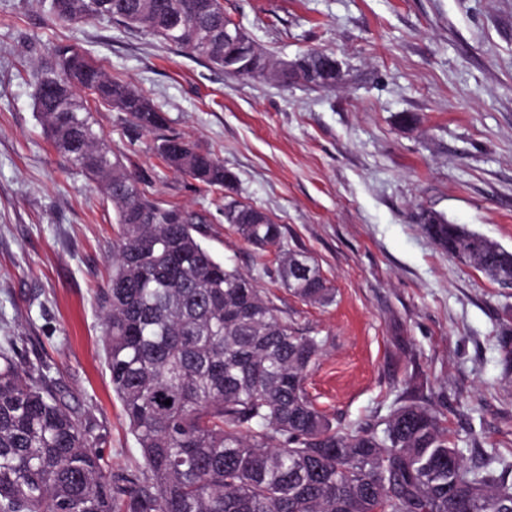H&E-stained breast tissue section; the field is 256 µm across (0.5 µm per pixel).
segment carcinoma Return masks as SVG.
<instances>
[{"instance_id":"1","label":"carcinoma","mask_w":512,"mask_h":512,"mask_svg":"<svg viewBox=\"0 0 512 512\" xmlns=\"http://www.w3.org/2000/svg\"><path fill=\"white\" fill-rule=\"evenodd\" d=\"M50 13L140 29L229 75L329 87L325 53L277 63L218 0H51ZM174 13L196 42L170 23ZM239 52L260 67H225ZM51 57L31 74L43 131L115 211L112 274L100 292L106 366L144 469L105 475L97 424L76 418L42 370L0 350V512H512V467L466 466L408 380L379 427L334 426L306 389L325 341L212 255L197 237L202 214L147 197L90 115L94 104L110 106L151 133L166 125L163 113L76 47L56 45ZM154 152L208 188L233 189L223 162L178 135L159 139ZM224 198V223L276 253L277 279L290 294L333 301L319 266L285 246L282 225ZM417 223L449 256L512 286L511 251L433 211L420 210ZM499 346L512 375L511 325Z\"/></svg>"}]
</instances>
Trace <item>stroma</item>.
Masks as SVG:
<instances>
[{"instance_id":"35a3bbf8","label":"stroma","mask_w":512,"mask_h":512,"mask_svg":"<svg viewBox=\"0 0 512 512\" xmlns=\"http://www.w3.org/2000/svg\"><path fill=\"white\" fill-rule=\"evenodd\" d=\"M274 60L323 49L343 82L233 78L208 60L104 20L54 22L49 0H0V348L45 369L93 420L107 472L143 460L112 391L97 301L117 227L111 202L45 137L28 73L55 44L87 52L164 112L166 133L212 151L234 198L284 227L336 292L293 297L275 258L224 222V192L165 167L155 134L108 107L92 120L165 205L206 213L201 240L326 342L307 380L339 428L376 422L398 383L447 427L466 465L512 460V377L501 327L512 288L440 250L428 209L512 251V0H221ZM400 112L417 113L414 129Z\"/></svg>"}]
</instances>
